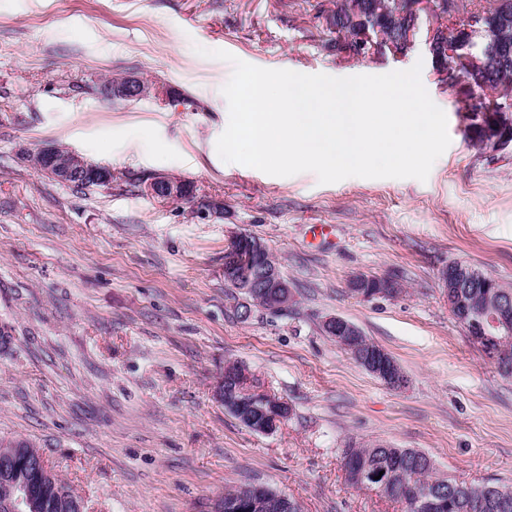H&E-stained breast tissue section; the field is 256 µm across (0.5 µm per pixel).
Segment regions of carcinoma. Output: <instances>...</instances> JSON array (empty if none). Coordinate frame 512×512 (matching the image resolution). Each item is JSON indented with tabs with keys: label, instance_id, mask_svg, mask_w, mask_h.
Wrapping results in <instances>:
<instances>
[{
	"label": "carcinoma",
	"instance_id": "cac0c4a2",
	"mask_svg": "<svg viewBox=\"0 0 512 512\" xmlns=\"http://www.w3.org/2000/svg\"><path fill=\"white\" fill-rule=\"evenodd\" d=\"M486 29L480 33L441 28L436 34V45L441 59H447L443 48L448 40L474 44L488 49L492 58L482 67L464 74L458 82L464 112L465 140L481 151L486 138L494 135L500 126L512 129V104L500 96L512 93V0H490L480 9ZM326 28L336 34V49L343 51L359 33L370 28L386 40L400 44L406 32L420 23L411 11L409 0H348L336 4V11L325 17ZM485 278L496 287L480 292L476 305L483 311L494 310L502 293L509 288L491 275ZM391 286V291H402L398 280L386 277H365V288L376 291ZM353 348L347 354L355 362L365 357H376L381 347L363 335L352 338ZM263 385L258 376L240 362L224 366V399H241L245 406L263 409L257 420L271 422V416L283 407L279 399L266 392L258 393ZM347 482L359 490H375L405 504V512H512V486L486 483L472 485L442 477L434 467L432 458L423 451L410 448H392L373 443L357 444L353 441L343 449ZM58 485L66 490V499L55 507L38 508V512H72L78 496L61 479ZM270 487L248 485L224 494V512H241L242 505L266 497Z\"/></svg>",
	"mask_w": 512,
	"mask_h": 512
}]
</instances>
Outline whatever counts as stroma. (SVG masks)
I'll return each mask as SVG.
<instances>
[{"label":"stroma","instance_id":"1","mask_svg":"<svg viewBox=\"0 0 512 512\" xmlns=\"http://www.w3.org/2000/svg\"><path fill=\"white\" fill-rule=\"evenodd\" d=\"M334 0H0V438H28L86 512H212L228 490L267 485L302 512H403L345 479L348 441L430 454L472 484H512V378L448 309L439 273L460 260L512 284V147L478 153L455 88L424 44L354 59L328 42ZM222 49L252 65L333 77L420 66L451 139L426 181L268 175L224 162ZM137 76L157 97L107 100L98 85ZM62 144L110 166L81 194L31 169ZM192 182L162 201L132 180ZM314 224L335 243L312 245ZM236 232L261 238L297 304L241 320L224 283ZM394 276L365 299L353 276ZM338 315L390 353L397 390L321 331ZM245 363L291 413L271 434L214 397Z\"/></svg>","mask_w":512,"mask_h":512}]
</instances>
